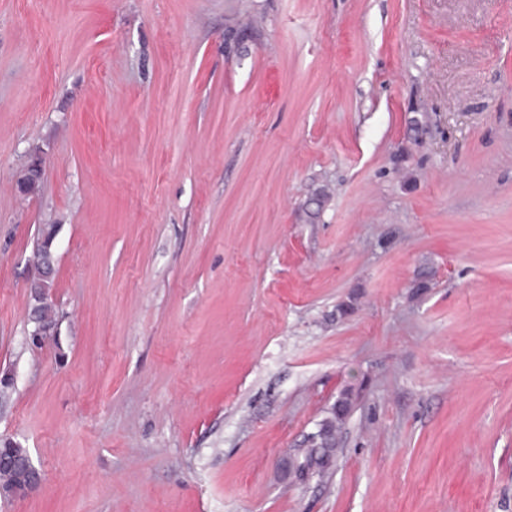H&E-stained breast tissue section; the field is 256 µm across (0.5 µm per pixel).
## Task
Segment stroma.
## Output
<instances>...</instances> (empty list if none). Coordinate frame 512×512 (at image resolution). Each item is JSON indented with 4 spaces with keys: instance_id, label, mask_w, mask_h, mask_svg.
I'll return each mask as SVG.
<instances>
[{
    "instance_id": "stroma-1",
    "label": "stroma",
    "mask_w": 512,
    "mask_h": 512,
    "mask_svg": "<svg viewBox=\"0 0 512 512\" xmlns=\"http://www.w3.org/2000/svg\"><path fill=\"white\" fill-rule=\"evenodd\" d=\"M5 373L0 512H512V0H0ZM350 410L349 394L344 392L340 398L336 400V404L332 408L331 416L323 420L319 425L324 428L330 440H334L336 433L343 424L346 415ZM335 432V435H334ZM320 430H317L308 436V448H302L299 451L301 462L299 463V475H318L323 477L332 470L336 461L337 448H318L311 443L318 441ZM0 469L14 470L19 473V481L7 491L0 490V497L7 500L25 498L36 492L42 484V474L34 465L32 458L3 456L0 453ZM7 495V498L4 497Z\"/></svg>"
}]
</instances>
